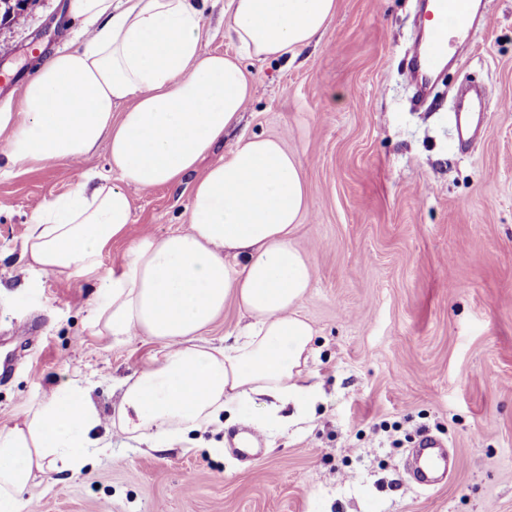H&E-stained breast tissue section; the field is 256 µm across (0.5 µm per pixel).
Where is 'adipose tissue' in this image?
I'll use <instances>...</instances> for the list:
<instances>
[{"label": "adipose tissue", "mask_w": 512, "mask_h": 512, "mask_svg": "<svg viewBox=\"0 0 512 512\" xmlns=\"http://www.w3.org/2000/svg\"><path fill=\"white\" fill-rule=\"evenodd\" d=\"M71 8L85 40L47 57L18 100L0 103V162H76L108 145L117 182H84L38 207L22 257L45 274L99 280L104 295L87 316L95 335L160 343L121 382L113 427L174 444L260 398L267 422L301 421L321 393L310 367L314 329L299 313L315 270L292 239L307 209L301 162L262 136L238 139L224 161L201 162L252 96L243 57L295 60L323 33L336 0H229L238 57L204 51L193 0H72ZM187 180L188 228L142 237L103 267L132 222L133 192ZM230 300L248 319L243 331L229 344L203 340ZM100 424L75 380L0 426V512H20L36 481L81 472Z\"/></svg>", "instance_id": "ef3b65f1"}]
</instances>
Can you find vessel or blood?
Here are the masks:
<instances>
[{
    "mask_svg": "<svg viewBox=\"0 0 512 512\" xmlns=\"http://www.w3.org/2000/svg\"><path fill=\"white\" fill-rule=\"evenodd\" d=\"M425 6L430 29L415 49L410 70L411 79L424 91L429 89L434 75L444 68L455 39L470 30L473 20L471 0H426ZM482 109L480 95L465 93L459 97L454 108L459 137L468 136L476 114ZM447 469L448 451L445 445L433 437H423L413 450L415 480L422 484L429 483Z\"/></svg>",
    "mask_w": 512,
    "mask_h": 512,
    "instance_id": "obj_1",
    "label": "vessel or blood"
}]
</instances>
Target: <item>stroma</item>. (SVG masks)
Returning <instances> with one entry per match:
<instances>
[{"label":"stroma","instance_id":"35a3bbf8","mask_svg":"<svg viewBox=\"0 0 512 512\" xmlns=\"http://www.w3.org/2000/svg\"><path fill=\"white\" fill-rule=\"evenodd\" d=\"M227 0H204L202 46L234 55ZM420 0H336L317 42L295 61L245 59L255 88L233 135L281 140L302 161L308 196L294 238L315 277L301 314L315 330L322 397L306 420L257 433L263 410L156 448L104 428L105 449L80 473L31 487L37 512H512V0L458 41L459 58L423 109L405 71ZM71 0H34L0 25V71L33 74L71 44ZM473 86L487 110L460 146L455 96ZM111 173L106 146L78 163L0 171V425L80 377L111 415L121 379L159 343L93 335L99 291L27 270L34 210ZM191 186L132 197V222L101 259L141 237L187 228ZM29 343H22L24 335ZM262 453L240 458L237 437ZM443 439L448 475L424 487L407 471L422 436Z\"/></svg>","mask_w":512,"mask_h":512}]
</instances>
